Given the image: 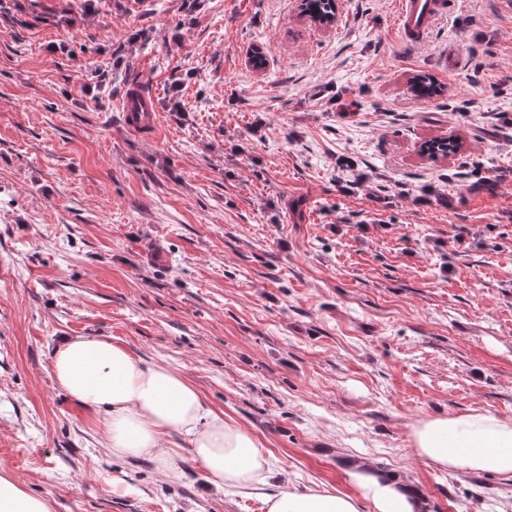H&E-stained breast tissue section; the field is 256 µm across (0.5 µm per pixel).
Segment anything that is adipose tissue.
Wrapping results in <instances>:
<instances>
[{
    "label": "adipose tissue",
    "instance_id": "obj_1",
    "mask_svg": "<svg viewBox=\"0 0 512 512\" xmlns=\"http://www.w3.org/2000/svg\"><path fill=\"white\" fill-rule=\"evenodd\" d=\"M58 386L80 406L102 412L107 446L118 457L147 458L172 467L164 443L177 433L218 482L249 489L264 480L263 448L245 430L208 410L182 376L135 359L122 345L77 336L53 353ZM412 451L429 466L467 474L512 477V421L470 411L420 420L412 429ZM350 477L359 497L326 489L286 488L267 497V512H358L357 498L375 512H423L420 493L399 477L358 464Z\"/></svg>",
    "mask_w": 512,
    "mask_h": 512
}]
</instances>
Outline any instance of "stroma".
I'll use <instances>...</instances> for the list:
<instances>
[{
  "label": "stroma",
  "instance_id": "stroma-1",
  "mask_svg": "<svg viewBox=\"0 0 512 512\" xmlns=\"http://www.w3.org/2000/svg\"><path fill=\"white\" fill-rule=\"evenodd\" d=\"M336 4L325 30L298 0H0V473L51 512H266L281 484L356 496L360 461L426 512L512 501L410 444L512 421V11L463 0L407 46L397 0ZM136 89L162 138L128 129ZM436 136L460 152L422 156ZM71 336L181 374L266 482L174 433L172 469L113 456L52 375Z\"/></svg>",
  "mask_w": 512,
  "mask_h": 512
}]
</instances>
